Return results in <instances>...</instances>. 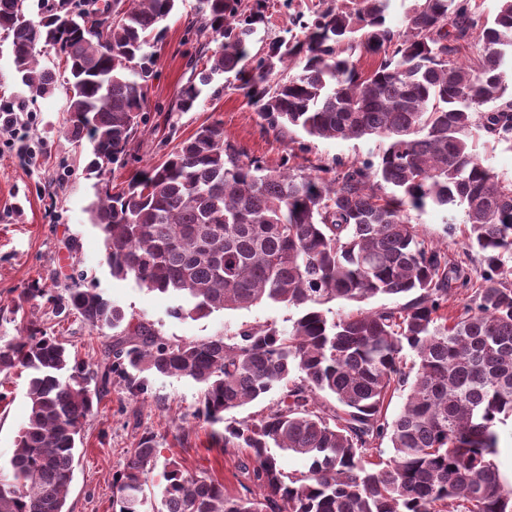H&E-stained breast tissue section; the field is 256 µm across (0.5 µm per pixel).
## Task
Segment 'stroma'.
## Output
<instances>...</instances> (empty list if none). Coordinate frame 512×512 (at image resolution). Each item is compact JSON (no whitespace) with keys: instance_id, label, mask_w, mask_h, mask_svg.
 Masks as SVG:
<instances>
[{"instance_id":"stroma-1","label":"stroma","mask_w":512,"mask_h":512,"mask_svg":"<svg viewBox=\"0 0 512 512\" xmlns=\"http://www.w3.org/2000/svg\"><path fill=\"white\" fill-rule=\"evenodd\" d=\"M327 0H240L242 11H261L263 20L250 42L251 53L270 43L287 41L296 33L292 24L299 15L323 10ZM198 0H179L166 20L163 39L155 49L157 75L145 91L143 121L126 156L112 167L114 188L125 186L136 174L160 164L179 143L204 124L221 122L226 141L249 157L275 167L283 156L292 165L310 162L332 164L334 159L363 161L374 158L381 144L375 138L324 140L295 132L278 136L264 122L239 88L234 74L217 76L205 86L197 105L188 112L177 109L178 92L190 75L189 62L196 55V36L188 29L198 17ZM18 106L32 120L23 130L26 145L35 154L21 160L17 145L0 136V337L19 335L20 322L10 312L13 299L30 285L59 291L72 272L66 248L70 239L80 242L81 267L87 282L122 306L127 316L154 322L167 337L197 339L233 335L249 325L289 327L296 309L264 302L247 309L227 310L197 320L177 319L167 295L138 287L134 281L113 279L104 261L103 238L91 223L89 207L98 187L85 171L89 144L78 145L62 133L68 96L57 88L42 97H31L17 80L10 43L0 38V106ZM420 238L429 245L447 248L471 276H478L481 257L468 247L469 225L461 209L430 206L410 214ZM33 313L41 326L67 343L78 362L96 367L106 339L81 322H57L47 300H37ZM27 375L20 370L0 374V466H8L19 431L29 410ZM200 387L193 380L153 376L147 399L132 400L123 385L112 384L84 422L78 462L67 498L69 512H112V483L132 448L145 435H153L158 464L175 460L184 468L206 472L236 493L243 476L238 469L248 452L222 449L216 436L225 423L266 414L279 397L265 398L227 413L224 424L210 425L194 419Z\"/></svg>"}]
</instances>
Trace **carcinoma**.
Instances as JSON below:
<instances>
[{
  "instance_id": "carcinoma-1",
  "label": "carcinoma",
  "mask_w": 512,
  "mask_h": 512,
  "mask_svg": "<svg viewBox=\"0 0 512 512\" xmlns=\"http://www.w3.org/2000/svg\"><path fill=\"white\" fill-rule=\"evenodd\" d=\"M0 0V33L14 71L34 96L60 74L40 63L55 50L69 72L63 133L92 145L88 175L102 185L90 208L113 278L173 296L176 318L193 320L263 301L298 311L291 327L248 326L232 336L171 340L73 267L49 297L54 317L74 316L114 331L100 372L71 359L67 346L31 321L0 343V372H30V412L0 473V512H68L77 438L112 379L132 397L148 376L200 386L196 416L210 424L280 390L258 419L224 427V448H245L248 483L228 494L205 472L172 460L161 474L160 507L146 487L157 461L152 436L131 449L113 480L116 512H512V487L498 463L499 425L512 416V181L501 179L475 141L512 142V0L486 14L471 0H414L401 28L387 22L390 0L328 4L300 22L288 50L262 57L248 42L259 11L236 0H199L197 36L207 65L191 66L178 110L198 102L217 74L235 73L267 129L311 138L387 141L378 161L276 168L224 141L219 122L200 126L165 161L109 189L112 164L126 155L155 77L145 51L161 37L178 0ZM119 16L106 23L111 15ZM380 57L359 72L355 53ZM291 59L298 71L273 75ZM391 186L379 193L381 184ZM463 208L469 247L482 256L478 287L446 250L427 245L410 212ZM468 292L448 315V295ZM411 296L396 307L330 314L337 300ZM26 288L12 313L37 298ZM417 370H405L406 353ZM408 391L401 412L389 398ZM333 402H328L327 398ZM389 441L388 463L370 451ZM309 461L289 473L270 449Z\"/></svg>"
}]
</instances>
